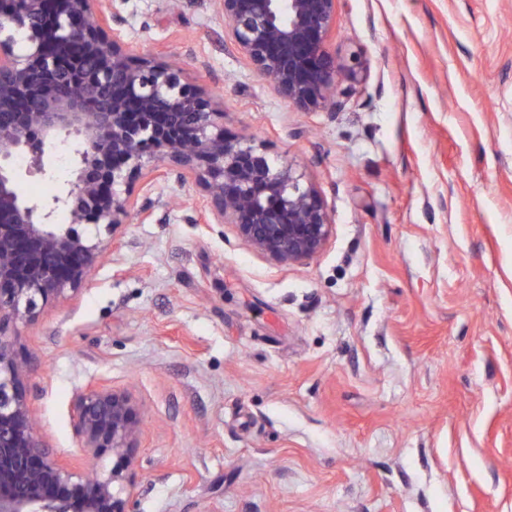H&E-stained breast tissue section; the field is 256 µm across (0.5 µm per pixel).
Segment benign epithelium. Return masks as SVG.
I'll use <instances>...</instances> for the list:
<instances>
[{"mask_svg":"<svg viewBox=\"0 0 512 512\" xmlns=\"http://www.w3.org/2000/svg\"><path fill=\"white\" fill-rule=\"evenodd\" d=\"M222 2L231 47L281 99L302 111L341 108L344 67L327 49L337 0ZM120 25L112 0H0V512H136L135 480L124 473L139 432L131 396L94 387L73 403L78 447L93 458L110 452L125 468L88 477L62 464L38 435L13 328L78 290L125 224L149 219L154 186L171 175L193 181L207 223L232 225L278 265L314 259L331 233L320 193L288 159L274 165L256 139L227 138L223 98L186 81L169 56L135 46ZM70 148L64 189L28 200L18 160L50 178L44 155Z\"/></svg>","mask_w":512,"mask_h":512,"instance_id":"obj_1","label":"benign epithelium"}]
</instances>
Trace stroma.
I'll return each instance as SVG.
<instances>
[{
	"label": "stroma",
	"mask_w": 512,
	"mask_h": 512,
	"mask_svg": "<svg viewBox=\"0 0 512 512\" xmlns=\"http://www.w3.org/2000/svg\"><path fill=\"white\" fill-rule=\"evenodd\" d=\"M324 199L313 260L276 266L198 188L18 326L40 434L82 468L73 400L139 408L136 512H512V0H338L344 106L303 112L224 46L221 0H118Z\"/></svg>",
	"instance_id": "stroma-1"
}]
</instances>
